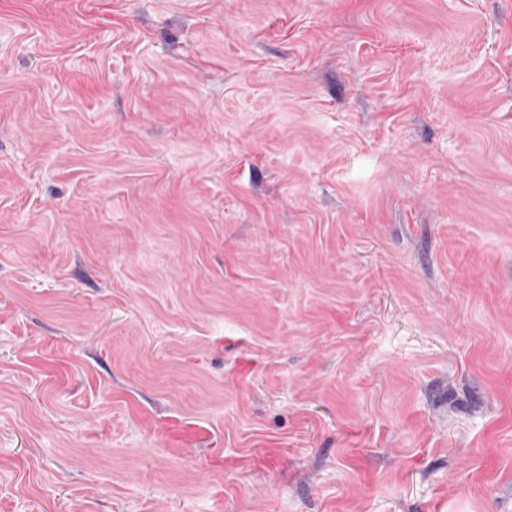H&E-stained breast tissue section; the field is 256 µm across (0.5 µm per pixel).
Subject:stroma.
<instances>
[{
    "label": "stroma",
    "instance_id": "stroma-1",
    "mask_svg": "<svg viewBox=\"0 0 512 512\" xmlns=\"http://www.w3.org/2000/svg\"><path fill=\"white\" fill-rule=\"evenodd\" d=\"M0 512H512V0H0Z\"/></svg>",
    "mask_w": 512,
    "mask_h": 512
}]
</instances>
